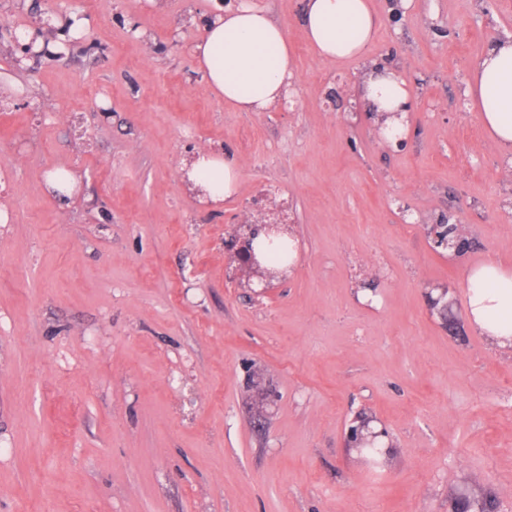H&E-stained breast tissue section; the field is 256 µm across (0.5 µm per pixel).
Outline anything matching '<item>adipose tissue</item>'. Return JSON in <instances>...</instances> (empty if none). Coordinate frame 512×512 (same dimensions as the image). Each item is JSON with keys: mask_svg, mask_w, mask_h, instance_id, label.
I'll use <instances>...</instances> for the list:
<instances>
[{"mask_svg": "<svg viewBox=\"0 0 512 512\" xmlns=\"http://www.w3.org/2000/svg\"><path fill=\"white\" fill-rule=\"evenodd\" d=\"M203 34L190 47L211 89L243 112H266L288 99L293 64L281 25L264 8L244 0L227 9L215 4L201 18ZM302 27L319 58L362 57L379 27L369 0H304ZM361 96L385 134L398 140L405 129L411 94L404 80L381 66L368 70ZM483 123L496 143L512 150V35L493 43L468 81ZM187 176L216 204L238 184V163L220 152H201L186 163ZM467 321L500 349L512 351V270L488 261L473 266L466 280Z\"/></svg>", "mask_w": 512, "mask_h": 512, "instance_id": "1", "label": "adipose tissue"}]
</instances>
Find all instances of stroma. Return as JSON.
Segmentation results:
<instances>
[{
    "label": "stroma",
    "mask_w": 512,
    "mask_h": 512,
    "mask_svg": "<svg viewBox=\"0 0 512 512\" xmlns=\"http://www.w3.org/2000/svg\"><path fill=\"white\" fill-rule=\"evenodd\" d=\"M37 3L0 0V512H448L463 475L512 512V353L465 323L469 267H512V154L466 92L512 0H371L378 38L345 62L309 46L302 0H260L294 59L269 112L192 58L210 0H83L86 33L20 68ZM374 62L410 90L399 147L359 95ZM210 149L240 170L217 207L180 180ZM266 189L299 257L259 296L224 243ZM447 222L469 250L433 249ZM362 412L378 471L347 445ZM76 179L68 171L60 170L51 172L47 175L45 186L46 190L53 196L68 198L75 188ZM62 195V197L60 196Z\"/></svg>",
    "instance_id": "stroma-1"
}]
</instances>
